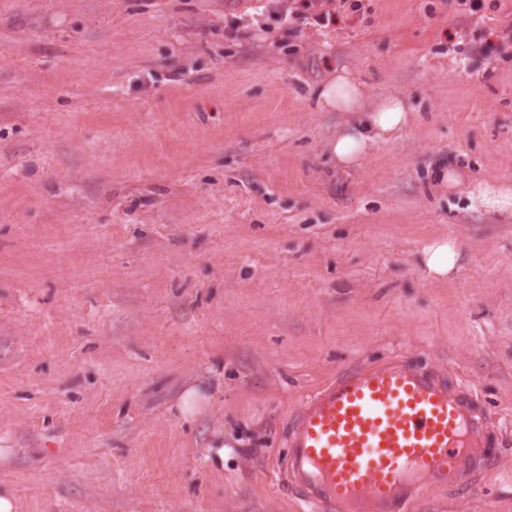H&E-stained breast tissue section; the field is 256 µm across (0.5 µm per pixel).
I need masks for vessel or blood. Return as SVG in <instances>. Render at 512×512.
<instances>
[{
    "label": "vessel or blood",
    "instance_id": "vessel-or-blood-1",
    "mask_svg": "<svg viewBox=\"0 0 512 512\" xmlns=\"http://www.w3.org/2000/svg\"><path fill=\"white\" fill-rule=\"evenodd\" d=\"M477 394L401 356L341 374L288 421L280 483L307 512H403L484 468L488 421Z\"/></svg>",
    "mask_w": 512,
    "mask_h": 512
}]
</instances>
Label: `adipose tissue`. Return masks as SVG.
<instances>
[{"instance_id":"1","label":"adipose tissue","mask_w":512,"mask_h":512,"mask_svg":"<svg viewBox=\"0 0 512 512\" xmlns=\"http://www.w3.org/2000/svg\"><path fill=\"white\" fill-rule=\"evenodd\" d=\"M316 100L323 109L366 114L364 121L347 124L332 145L336 162L347 167L359 163L379 142L401 132L410 122L407 104L396 96L384 97L373 110H366L362 83L346 70L336 72L322 84Z\"/></svg>"}]
</instances>
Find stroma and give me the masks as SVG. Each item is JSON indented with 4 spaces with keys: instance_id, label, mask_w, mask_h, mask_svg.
Wrapping results in <instances>:
<instances>
[{
    "instance_id": "35a3bbf8",
    "label": "stroma",
    "mask_w": 512,
    "mask_h": 512,
    "mask_svg": "<svg viewBox=\"0 0 512 512\" xmlns=\"http://www.w3.org/2000/svg\"><path fill=\"white\" fill-rule=\"evenodd\" d=\"M276 3L0 0L17 512H299L275 477L290 412L395 355L473 387L497 456L407 512H512V210L469 200L512 186V0H332L324 25L230 33ZM340 68L416 115L351 168L330 154L350 113L312 97ZM470 199L475 206L505 210L512 209V193L508 187L490 184H478L470 191ZM460 252L453 241H438L423 251V266L432 277H446L458 264ZM202 386L203 384L190 385L181 393L177 409L182 419L191 420L195 418L209 403V394Z\"/></svg>"
}]
</instances>
